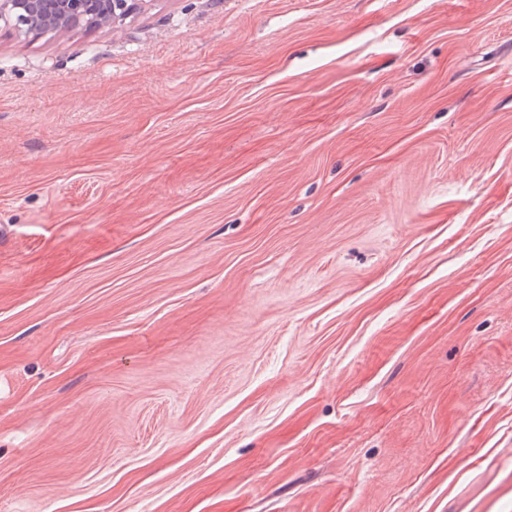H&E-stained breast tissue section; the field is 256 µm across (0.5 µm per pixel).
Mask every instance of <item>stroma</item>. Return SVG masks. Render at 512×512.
I'll use <instances>...</instances> for the list:
<instances>
[{"label":"stroma","instance_id":"35a3bbf8","mask_svg":"<svg viewBox=\"0 0 512 512\" xmlns=\"http://www.w3.org/2000/svg\"><path fill=\"white\" fill-rule=\"evenodd\" d=\"M0 512H512V0L0 29Z\"/></svg>","mask_w":512,"mask_h":512}]
</instances>
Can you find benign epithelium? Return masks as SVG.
<instances>
[{"instance_id": "benign-epithelium-1", "label": "benign epithelium", "mask_w": 512, "mask_h": 512, "mask_svg": "<svg viewBox=\"0 0 512 512\" xmlns=\"http://www.w3.org/2000/svg\"><path fill=\"white\" fill-rule=\"evenodd\" d=\"M143 0H0V27L45 34L81 26H114L134 15Z\"/></svg>"}]
</instances>
